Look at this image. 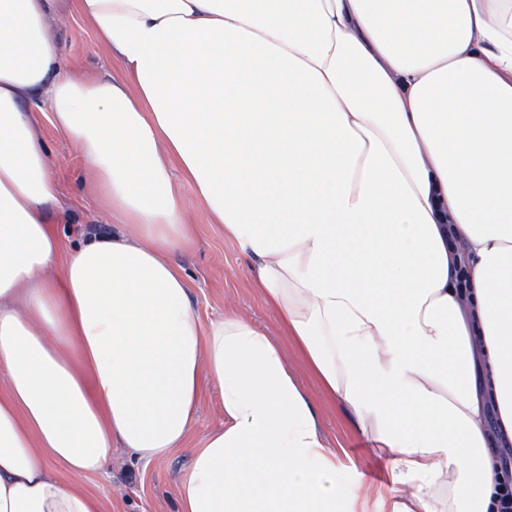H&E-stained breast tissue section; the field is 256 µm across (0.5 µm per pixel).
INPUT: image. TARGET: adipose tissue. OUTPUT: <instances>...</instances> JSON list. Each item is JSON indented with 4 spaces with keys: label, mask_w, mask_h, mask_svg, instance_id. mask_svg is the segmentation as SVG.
<instances>
[{
    "label": "adipose tissue",
    "mask_w": 512,
    "mask_h": 512,
    "mask_svg": "<svg viewBox=\"0 0 512 512\" xmlns=\"http://www.w3.org/2000/svg\"><path fill=\"white\" fill-rule=\"evenodd\" d=\"M0 0V512H103L55 474L223 427L179 512H500L512 484V0ZM47 115L112 218L65 249ZM386 459L346 480L267 334L202 321L180 182ZM51 25L60 41L63 60L68 67L89 76H95L111 67L113 73L116 71V65L113 61L111 63L107 51L95 42L93 30L87 21L67 18L59 23L53 19Z\"/></svg>",
    "instance_id": "adipose-tissue-1"
}]
</instances>
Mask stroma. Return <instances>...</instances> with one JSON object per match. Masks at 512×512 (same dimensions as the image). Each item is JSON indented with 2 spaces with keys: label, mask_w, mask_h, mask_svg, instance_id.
I'll return each mask as SVG.
<instances>
[{
  "label": "stroma",
  "mask_w": 512,
  "mask_h": 512,
  "mask_svg": "<svg viewBox=\"0 0 512 512\" xmlns=\"http://www.w3.org/2000/svg\"><path fill=\"white\" fill-rule=\"evenodd\" d=\"M52 29L60 41L65 64L74 71L94 76L111 68L107 51L95 42L87 21L68 18L53 23ZM43 133L52 150L66 205L65 212L53 218L59 236L69 243L78 228L110 227L108 216L86 196L82 160L51 125H44ZM180 190L189 218L197 227L195 245L180 259L194 303L205 316L214 318L232 310L265 328L314 402L318 427L330 446L336 448L345 476L375 485L387 483L389 474L383 460L374 454L370 441L347 423L339 407L325 398L317 378L282 329L276 311L252 286L245 260L235 245L225 240L223 227L210 223L191 185L181 183ZM223 422L219 387L213 381H203L198 420L184 446L147 463L137 460L128 449H113L108 472L85 477L82 485L104 503L106 512H179L178 487L190 471L191 451L201 447Z\"/></svg>",
  "instance_id": "stroma-1"
}]
</instances>
